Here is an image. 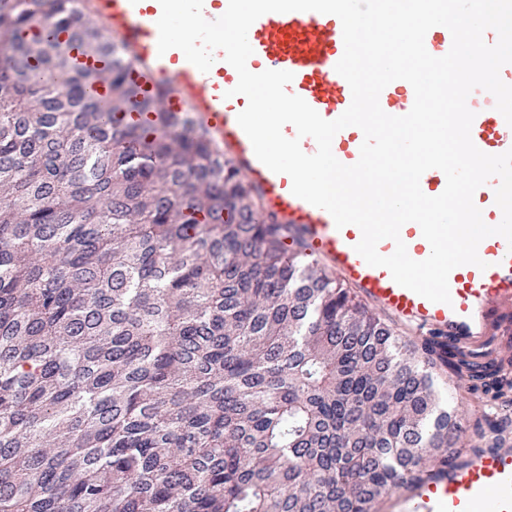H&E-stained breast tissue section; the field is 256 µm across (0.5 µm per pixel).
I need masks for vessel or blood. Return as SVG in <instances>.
<instances>
[{"label": "vessel or blood", "mask_w": 512, "mask_h": 512, "mask_svg": "<svg viewBox=\"0 0 512 512\" xmlns=\"http://www.w3.org/2000/svg\"><path fill=\"white\" fill-rule=\"evenodd\" d=\"M81 7L102 26L109 41L130 55L133 66L127 78L140 97L157 101L165 112L191 113L255 196L261 213L305 241L308 258L326 264L378 310L417 332L447 337L478 355L512 345V246L503 237L481 241L480 265H460L450 272V303L429 301L397 284L387 268L368 265L356 252L362 237L357 226L336 228L326 210L293 194L288 175L270 171L256 158L237 122L247 99L234 94L238 74L223 51H215V62L206 73L189 63L179 49L159 52V0H82ZM30 28L36 34L56 32L76 66L105 69L112 65L111 60L70 42L67 33L57 32L51 18L36 17ZM248 41L253 49L248 69L291 72L287 93L303 98L323 119L335 120L350 106V86L335 70L344 53L337 16L315 11L267 13L251 25ZM451 45L446 27H432L425 36V47L433 56L445 55ZM414 98L410 83L396 80L383 89L379 102L386 113L402 116L411 110ZM467 105L475 114L474 145L490 155L511 150L512 126L496 110L493 95L475 89ZM363 140L359 128H345L334 137L332 152L341 163L354 164ZM498 184V178H490L473 195L490 226L502 220L495 203ZM400 237L410 258H428L431 247L417 223L404 224ZM382 508L384 512H512V448L470 450L410 489L386 491Z\"/></svg>", "instance_id": "vessel-or-blood-1"}]
</instances>
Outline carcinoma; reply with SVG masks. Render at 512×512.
I'll use <instances>...</instances> for the list:
<instances>
[{"label": "carcinoma", "instance_id": "cac0c4a2", "mask_svg": "<svg viewBox=\"0 0 512 512\" xmlns=\"http://www.w3.org/2000/svg\"><path fill=\"white\" fill-rule=\"evenodd\" d=\"M129 66L80 0H0V512H378L460 438L429 369L512 404V358L418 346L310 270ZM30 30L36 34H44L48 32H57L56 25L51 18L46 16H38L31 22ZM57 38L62 44L64 50L71 58L74 65L78 67L105 69L112 66L110 59L100 58L87 53L83 47L77 43L69 41L66 32H57Z\"/></svg>", "mask_w": 512, "mask_h": 512}]
</instances>
